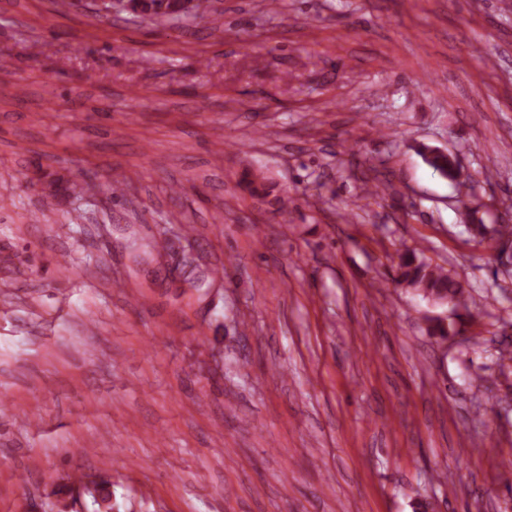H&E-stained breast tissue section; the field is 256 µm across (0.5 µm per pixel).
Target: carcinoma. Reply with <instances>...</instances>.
I'll return each instance as SVG.
<instances>
[{"label": "carcinoma", "mask_w": 512, "mask_h": 512, "mask_svg": "<svg viewBox=\"0 0 512 512\" xmlns=\"http://www.w3.org/2000/svg\"><path fill=\"white\" fill-rule=\"evenodd\" d=\"M419 152L426 164L444 178L455 180L458 173L447 157L422 144ZM475 236L490 238L498 244V258L503 272L512 276V226L499 224L491 228L476 224ZM398 262L392 282L413 294L438 305H451L455 309L467 307L470 294L464 283L444 266L421 256L417 250L406 248L397 252Z\"/></svg>", "instance_id": "obj_1"}]
</instances>
